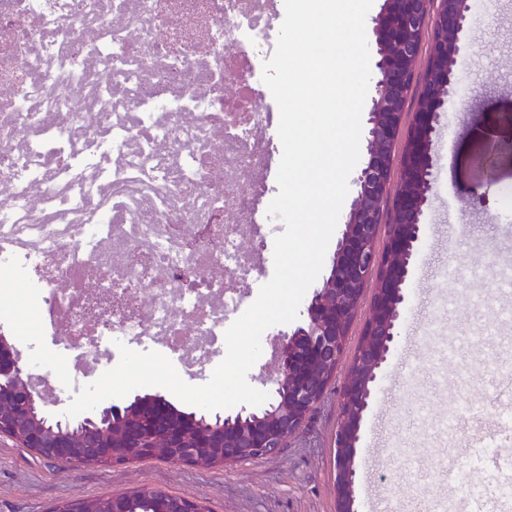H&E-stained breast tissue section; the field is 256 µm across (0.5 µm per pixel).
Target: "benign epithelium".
<instances>
[{
    "label": "benign epithelium",
    "instance_id": "1",
    "mask_svg": "<svg viewBox=\"0 0 512 512\" xmlns=\"http://www.w3.org/2000/svg\"><path fill=\"white\" fill-rule=\"evenodd\" d=\"M476 0H383L372 34L375 62L370 82L374 96L368 112L367 157L353 178L354 197L346 224L332 255L328 274L306 305L301 321L277 334V355L271 361L272 394L280 406L247 427L253 415L248 406L219 418L204 434L183 445L185 434L161 426L154 437L168 461L196 465L197 449L224 448V466L273 457L310 416L336 378L348 337L358 319L361 301L372 290L370 313L362 324L352 363L342 382V408L335 434L336 512L354 507L355 448L364 415L377 396L383 366L396 347L399 326L411 311L410 275L421 260L430 196L438 173V126L441 112L455 102L459 77L452 62L466 49L470 18ZM431 41L426 78L412 112L405 140V97L421 59L424 35ZM494 181L486 176L471 190L469 203L486 209ZM141 406L124 411L110 402L80 416L50 417L43 390L31 385V371L21 354L0 347V409L15 416L13 428L24 439L22 447L42 450L63 464L128 463L129 454L142 458L157 451L143 445V414L157 409L160 395L139 397ZM38 413L61 429L32 426L27 415ZM83 423L86 432L105 438L120 425L123 448L97 445L76 447L62 426Z\"/></svg>",
    "mask_w": 512,
    "mask_h": 512
}]
</instances>
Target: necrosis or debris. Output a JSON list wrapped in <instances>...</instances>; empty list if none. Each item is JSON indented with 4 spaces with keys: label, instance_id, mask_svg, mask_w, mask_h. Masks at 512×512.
<instances>
[{
    "label": "necrosis or debris",
    "instance_id": "obj_1",
    "mask_svg": "<svg viewBox=\"0 0 512 512\" xmlns=\"http://www.w3.org/2000/svg\"><path fill=\"white\" fill-rule=\"evenodd\" d=\"M282 0H0V276L77 344L215 369L263 258Z\"/></svg>",
    "mask_w": 512,
    "mask_h": 512
}]
</instances>
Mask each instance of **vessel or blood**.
<instances>
[{
    "label": "vessel or blood",
    "instance_id": "b4317fda",
    "mask_svg": "<svg viewBox=\"0 0 512 512\" xmlns=\"http://www.w3.org/2000/svg\"><path fill=\"white\" fill-rule=\"evenodd\" d=\"M512 445V425L497 423L481 432L469 448L479 474L478 482L462 480L460 468L448 462L443 480L457 490L465 512H512V457L504 447Z\"/></svg>",
    "mask_w": 512,
    "mask_h": 512
}]
</instances>
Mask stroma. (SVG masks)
Returning a JSON list of instances; mask_svg holds the SVG:
<instances>
[{"label": "stroma", "mask_w": 512, "mask_h": 512, "mask_svg": "<svg viewBox=\"0 0 512 512\" xmlns=\"http://www.w3.org/2000/svg\"><path fill=\"white\" fill-rule=\"evenodd\" d=\"M455 105L441 116L440 174L430 202V223L421 245L423 261L412 273L414 304L384 368L377 401L367 413L356 449L357 512H373V497L389 499L393 512H427L430 496L447 493L443 464L458 461L470 474L466 450L482 426L497 420V389L511 378L488 367L499 349L489 328L501 325L500 301L469 274L472 265L512 258V0H478ZM494 154L492 170L483 160ZM492 174L489 202L496 221L469 206L474 182ZM452 263L459 278L444 282ZM429 332L420 348L414 338ZM449 348L450 362L435 353ZM340 382H333L286 448L271 458L222 467L175 465L156 455L122 466L53 463L0 436V512H52L63 502L124 495L154 488L184 497L209 512H336V449ZM470 402L487 405L486 418L463 419L456 434L437 428L444 414Z\"/></svg>", "instance_id": "35a3bbf8"}]
</instances>
